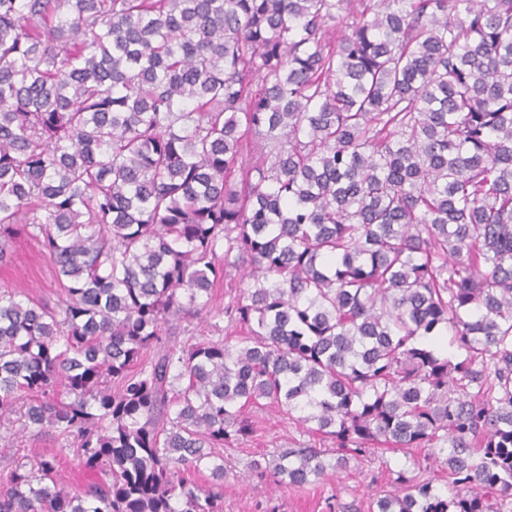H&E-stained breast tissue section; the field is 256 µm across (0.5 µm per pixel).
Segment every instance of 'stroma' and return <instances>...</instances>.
<instances>
[{
    "label": "stroma",
    "instance_id": "1",
    "mask_svg": "<svg viewBox=\"0 0 512 512\" xmlns=\"http://www.w3.org/2000/svg\"><path fill=\"white\" fill-rule=\"evenodd\" d=\"M10 285L33 300L57 302L60 288L54 270L40 243L18 233L9 260L0 265V286ZM257 431L246 443L224 451L228 469L224 480V512H333L336 502L365 500L386 485L389 473L408 466L403 453L379 449L351 461L349 467L330 476L318 487L304 491L271 492L266 483L242 482L244 464L276 448L288 447L294 440L312 442V434L288 423L270 409L248 408ZM44 454L55 457L65 488L75 489L90 479L75 457L69 440L54 433L23 428L21 422L0 427V468L32 460Z\"/></svg>",
    "mask_w": 512,
    "mask_h": 512
}]
</instances>
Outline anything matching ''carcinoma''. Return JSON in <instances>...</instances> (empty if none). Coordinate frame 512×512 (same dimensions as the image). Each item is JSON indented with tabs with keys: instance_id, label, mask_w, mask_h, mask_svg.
<instances>
[{
	"instance_id": "1",
	"label": "carcinoma",
	"mask_w": 512,
	"mask_h": 512,
	"mask_svg": "<svg viewBox=\"0 0 512 512\" xmlns=\"http://www.w3.org/2000/svg\"><path fill=\"white\" fill-rule=\"evenodd\" d=\"M20 231L64 298L0 287V425L111 480L41 456L0 512H224L246 406L331 444L247 481L426 448L341 512H512V0H0L1 262ZM13 419H16V415ZM22 423L19 420L14 421L12 427H0V469L29 462L33 456L44 454L55 456L56 467L65 488L75 489L90 480L92 475L78 465L74 452L76 448L72 447L70 439H63L51 432H37L34 427L22 431Z\"/></svg>"
}]
</instances>
